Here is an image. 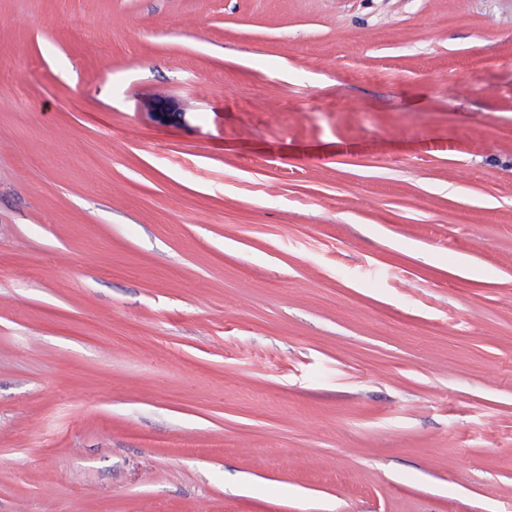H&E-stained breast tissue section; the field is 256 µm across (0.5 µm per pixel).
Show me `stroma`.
I'll use <instances>...</instances> for the list:
<instances>
[{
  "label": "stroma",
  "instance_id": "35a3bbf8",
  "mask_svg": "<svg viewBox=\"0 0 512 512\" xmlns=\"http://www.w3.org/2000/svg\"><path fill=\"white\" fill-rule=\"evenodd\" d=\"M492 16L0 0V512H512ZM145 106L147 112L161 123H176L184 117L180 102L173 98H155L146 102ZM164 117H167L168 121H164Z\"/></svg>",
  "mask_w": 512,
  "mask_h": 512
}]
</instances>
